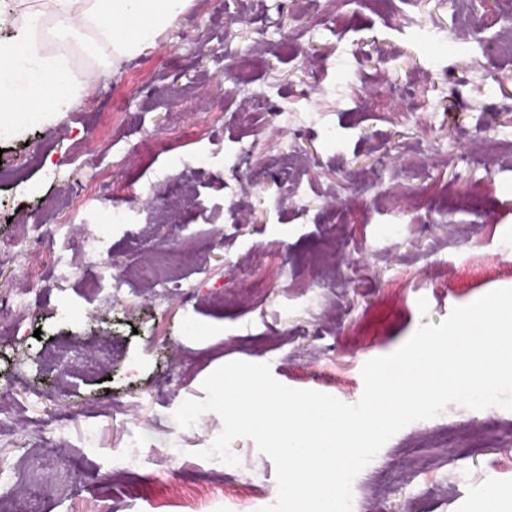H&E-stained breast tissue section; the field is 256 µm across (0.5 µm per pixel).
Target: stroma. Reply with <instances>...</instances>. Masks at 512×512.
Returning a JSON list of instances; mask_svg holds the SVG:
<instances>
[{
	"instance_id": "stroma-1",
	"label": "stroma",
	"mask_w": 512,
	"mask_h": 512,
	"mask_svg": "<svg viewBox=\"0 0 512 512\" xmlns=\"http://www.w3.org/2000/svg\"><path fill=\"white\" fill-rule=\"evenodd\" d=\"M506 42L512 0H192L0 139V500L35 483L37 512H246L242 481L277 494L273 461L241 437L225 475L198 455L219 415L174 420L211 372L266 363L352 405L366 361L512 288ZM490 482L512 492V411L452 404L383 446L353 512H476Z\"/></svg>"
}]
</instances>
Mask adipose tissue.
Here are the masks:
<instances>
[{
	"label": "adipose tissue",
	"instance_id": "adipose-tissue-1",
	"mask_svg": "<svg viewBox=\"0 0 512 512\" xmlns=\"http://www.w3.org/2000/svg\"><path fill=\"white\" fill-rule=\"evenodd\" d=\"M191 0H0L17 28L0 40V126L19 131L29 114L51 121L87 87L72 66L79 53L119 64L141 54Z\"/></svg>",
	"mask_w": 512,
	"mask_h": 512
}]
</instances>
